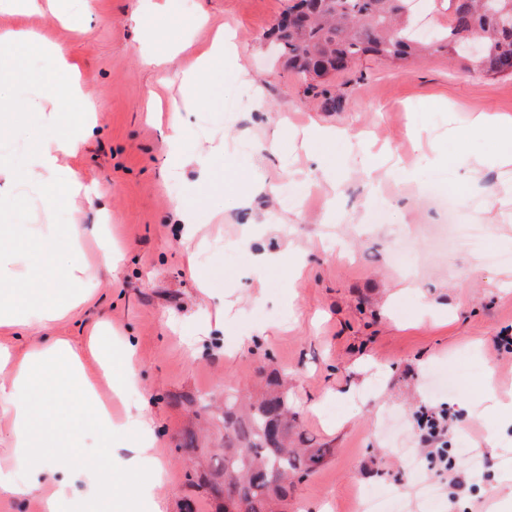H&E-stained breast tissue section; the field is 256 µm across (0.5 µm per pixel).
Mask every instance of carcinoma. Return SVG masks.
Here are the masks:
<instances>
[{
	"label": "carcinoma",
	"instance_id": "obj_1",
	"mask_svg": "<svg viewBox=\"0 0 512 512\" xmlns=\"http://www.w3.org/2000/svg\"><path fill=\"white\" fill-rule=\"evenodd\" d=\"M448 26L437 36L450 51L458 36L476 33L486 46L479 68L487 74H512V0H449ZM409 0H298L288 8V26L277 27L275 44L288 68L302 77L310 70L327 75L346 71L362 57L408 60L425 46L418 40ZM288 408V390L277 376L253 400L224 392V471L240 482L241 496L224 499V512H275L288 497L287 480L310 474L325 456L323 448H295L309 442L297 431Z\"/></svg>",
	"mask_w": 512,
	"mask_h": 512
}]
</instances>
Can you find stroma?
<instances>
[{
    "label": "stroma",
    "mask_w": 512,
    "mask_h": 512,
    "mask_svg": "<svg viewBox=\"0 0 512 512\" xmlns=\"http://www.w3.org/2000/svg\"><path fill=\"white\" fill-rule=\"evenodd\" d=\"M293 3L175 0L170 19L140 27L132 18L144 0H68L63 17L0 10L1 33L57 43L96 90L93 133L64 160L96 194L92 203L50 211V223L109 225L124 252L117 272L52 333L81 345L105 320L132 340L169 471L160 491L166 512H219L204 480L221 464L224 390L254 394L271 375L287 379L301 431L327 451L289 491L284 512H363L360 492L373 484L400 491L404 512H512V425L455 403L462 396L480 405L490 372L512 401V356L495 348L498 337L512 336V286L483 251L446 237L448 212L425 191L432 181L455 187L460 213L474 224L486 199L512 195V169L493 162L500 139L479 122L484 114L512 117V75H489L443 52L406 62L364 57L312 91L270 36ZM224 27L235 34L238 62L211 72L206 102L187 111L183 75ZM172 40L184 50L160 65L146 60V48L162 53ZM14 57L9 94L20 106L36 98L43 66L19 47ZM247 83L261 87L262 101L245 96ZM313 123L343 135L306 144L301 131ZM415 124L425 161L409 137ZM458 128L466 139L455 136ZM177 131L186 162L174 169ZM362 133L394 147L405 184L377 183L357 141ZM243 141L251 145L245 154L237 150ZM219 143L223 155L200 175L194 157ZM313 151L336 176V216L319 186L287 209L255 192L258 183L300 181ZM477 158L485 162L480 177L464 178ZM239 195L251 196L250 211L235 207ZM378 201L387 210L381 224L372 221ZM180 202L198 206L187 231L172 220ZM250 214L258 221L249 226ZM247 231L256 237L248 250L239 244ZM400 243L414 253L412 270L391 259ZM265 249L279 252L284 268L258 265ZM298 253L305 268L292 277L286 265ZM407 276L419 291L401 292ZM258 289L264 300L256 304ZM427 302L438 315L423 322ZM441 406L456 412L449 447L467 445L488 462L476 472L459 461L456 488L417 444L421 412ZM190 435L196 444L188 449Z\"/></svg>",
    "instance_id": "35a3bbf8"
}]
</instances>
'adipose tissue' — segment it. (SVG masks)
I'll list each match as a JSON object with an SVG mask.
<instances>
[{"instance_id":"ef3b65f1","label":"adipose tissue","mask_w":512,"mask_h":512,"mask_svg":"<svg viewBox=\"0 0 512 512\" xmlns=\"http://www.w3.org/2000/svg\"><path fill=\"white\" fill-rule=\"evenodd\" d=\"M20 46L42 58V78L53 111L29 115L1 112L0 132L36 119L34 143L24 169L0 156V212L13 209L33 187L45 190L48 203H73L84 190L79 174L61 167L59 160L82 149L93 116L94 89L76 76L66 53L33 35H0V55ZM230 37L219 36L201 53L195 71L188 73L187 110L202 105V73L232 56ZM84 225L0 224V327L45 328L85 303L102 274L114 271L120 255L98 228L102 240L96 255L85 259L79 244ZM67 261L59 265L56 254ZM135 351L129 341L113 340L100 326H92L85 349L69 340L46 336L23 352L0 344V365L12 364L0 376V427L10 436L14 467H0V493L42 492L44 512H165L159 494L166 471L157 455L147 401L127 407L123 417L112 415L113 398L137 391ZM92 357L96 371L84 359ZM109 384L101 396L99 380ZM82 450V467L94 482L83 491L63 462ZM130 494L116 498L119 487Z\"/></svg>"}]
</instances>
